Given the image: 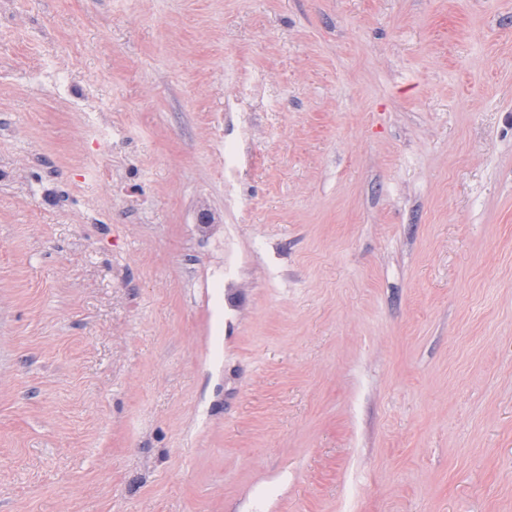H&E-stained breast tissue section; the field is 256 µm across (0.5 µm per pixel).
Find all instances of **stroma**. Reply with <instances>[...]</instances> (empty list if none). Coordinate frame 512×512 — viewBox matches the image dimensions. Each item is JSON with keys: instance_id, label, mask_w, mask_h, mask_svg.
Listing matches in <instances>:
<instances>
[{"instance_id": "obj_1", "label": "stroma", "mask_w": 512, "mask_h": 512, "mask_svg": "<svg viewBox=\"0 0 512 512\" xmlns=\"http://www.w3.org/2000/svg\"><path fill=\"white\" fill-rule=\"evenodd\" d=\"M0 512H512V0H0Z\"/></svg>"}]
</instances>
